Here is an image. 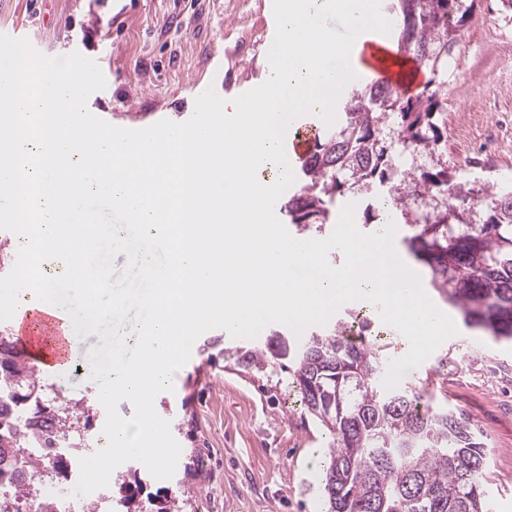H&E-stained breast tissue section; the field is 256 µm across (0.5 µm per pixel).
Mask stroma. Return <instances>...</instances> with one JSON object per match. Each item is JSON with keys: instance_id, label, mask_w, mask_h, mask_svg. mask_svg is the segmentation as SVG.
Returning <instances> with one entry per match:
<instances>
[{"instance_id": "stroma-1", "label": "stroma", "mask_w": 512, "mask_h": 512, "mask_svg": "<svg viewBox=\"0 0 512 512\" xmlns=\"http://www.w3.org/2000/svg\"><path fill=\"white\" fill-rule=\"evenodd\" d=\"M3 27L42 54L77 52L110 72L108 93L90 96L87 108L110 113L121 128L187 121L199 85L214 87L233 113L232 99L269 78L265 46L276 30L273 0H0ZM112 44L119 51L111 57ZM443 78V137L425 152L389 135L395 174L440 165L454 181L512 191V10L501 0H474ZM373 196L355 190L337 198L324 231L333 232L351 204L358 229L373 233ZM430 296L458 333L408 370L403 383L425 388L434 405L468 417L481 431L491 512H512V460L503 456L512 450V343L487 340L463 326L438 290ZM335 316L370 320L391 358L410 349L369 304L343 306ZM237 344L225 330L205 332L174 374L173 391L157 395L155 409L169 420L181 456L170 479L143 473L141 512H149L150 497L169 492L178 512H324L326 434L302 409L287 373L248 370L226 355Z\"/></svg>"}]
</instances>
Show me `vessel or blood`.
I'll use <instances>...</instances> for the list:
<instances>
[{
    "mask_svg": "<svg viewBox=\"0 0 512 512\" xmlns=\"http://www.w3.org/2000/svg\"><path fill=\"white\" fill-rule=\"evenodd\" d=\"M411 66L392 67L373 62L371 73L396 88H403ZM322 118L298 119L285 136L288 159L303 160L310 143L322 128ZM11 335L17 348L25 353L35 368L59 380H66L72 362V329L69 315L62 310L40 311L26 306L17 307L11 318Z\"/></svg>",
    "mask_w": 512,
    "mask_h": 512,
    "instance_id": "obj_1",
    "label": "vessel or blood"
}]
</instances>
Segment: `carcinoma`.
<instances>
[{"mask_svg": "<svg viewBox=\"0 0 512 512\" xmlns=\"http://www.w3.org/2000/svg\"><path fill=\"white\" fill-rule=\"evenodd\" d=\"M461 6L462 0H388L389 12L402 19L395 28L398 45L436 76L457 43ZM441 108V89L429 84L412 97L380 82L352 89L338 107L336 124L315 139L301 166L302 185L284 208L297 230L311 232L328 223V204L359 185L386 184L397 202L445 192L452 202L433 218L422 224L405 219L412 229L405 238L408 250L430 269L433 287L460 310L466 326L495 341L511 340L512 196L453 185L444 168L390 184L385 119L394 120L402 143L431 147L440 138L435 119ZM480 194L488 217L469 224L456 202ZM347 325L338 320L300 340L275 332L263 347L235 348L247 368L288 372L303 409L326 431V512H489L482 434L468 419L426 402L421 390L386 387V346L366 337L369 324H358V341L344 335ZM0 390L8 397L0 407V454L9 458L0 477L24 478L17 494L28 498L41 474L60 479L70 466L49 446L51 435L32 425L50 417L58 429H71L77 406L52 399L6 336L0 337ZM138 483L137 476H123L112 485V498L124 512H138L132 508Z\"/></svg>", "mask_w": 512, "mask_h": 512, "instance_id": "cac0c4a2", "label": "carcinoma"}]
</instances>
